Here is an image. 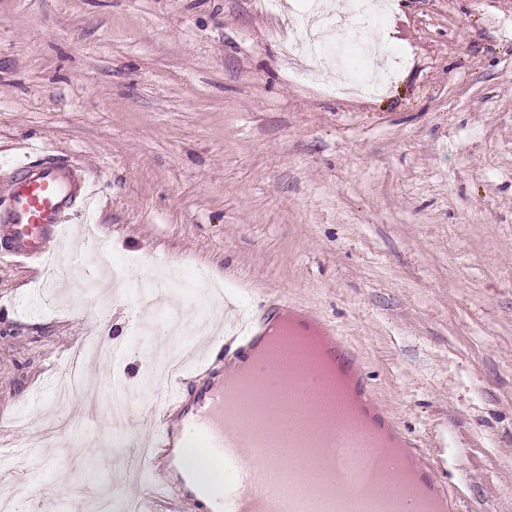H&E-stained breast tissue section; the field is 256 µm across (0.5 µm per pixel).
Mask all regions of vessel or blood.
<instances>
[{"mask_svg":"<svg viewBox=\"0 0 512 512\" xmlns=\"http://www.w3.org/2000/svg\"><path fill=\"white\" fill-rule=\"evenodd\" d=\"M37 152V146H23L0 202V252L22 264L45 262L51 242L66 235L64 216L88 211L97 195L84 167L49 153L31 163ZM224 311V334L242 349L255 350L273 328L264 305L239 307L234 289L224 291ZM319 331L365 405L378 403L377 393L360 381L350 344L329 324ZM185 378L175 372L162 382V409L138 434L142 452L126 462L129 472L150 473L158 449L172 447L168 411L181 404ZM294 391L296 405H285L275 389L259 413L249 398L222 389L198 408L184 445L207 456L224 477L214 512H456L458 495L420 463L415 441L395 421L365 426L305 371L295 376Z\"/></svg>","mask_w":512,"mask_h":512,"instance_id":"b4317fda","label":"vessel or blood"}]
</instances>
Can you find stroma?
Wrapping results in <instances>:
<instances>
[{"instance_id":"stroma-1","label":"stroma","mask_w":512,"mask_h":512,"mask_svg":"<svg viewBox=\"0 0 512 512\" xmlns=\"http://www.w3.org/2000/svg\"><path fill=\"white\" fill-rule=\"evenodd\" d=\"M317 0H0V168L24 142L98 192L56 265L0 256V480L13 512H95L139 450L171 311L201 349L213 288L335 324L460 512H512V0H393L381 93L302 79L288 18ZM107 252L81 242L86 223ZM106 345L58 404L65 359Z\"/></svg>"}]
</instances>
